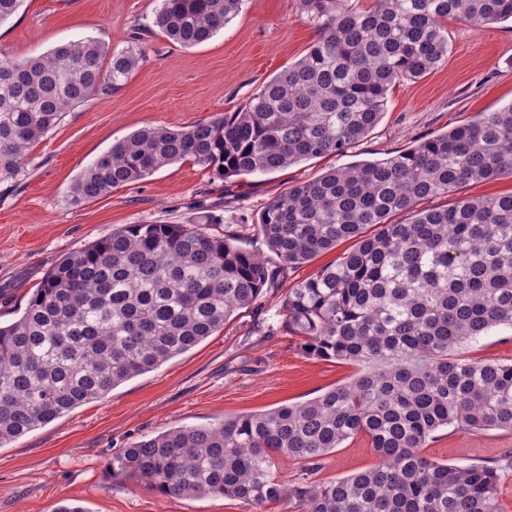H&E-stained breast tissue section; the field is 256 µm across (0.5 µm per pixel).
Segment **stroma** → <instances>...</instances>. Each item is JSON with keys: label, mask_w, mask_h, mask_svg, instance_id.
<instances>
[{"label": "stroma", "mask_w": 512, "mask_h": 512, "mask_svg": "<svg viewBox=\"0 0 512 512\" xmlns=\"http://www.w3.org/2000/svg\"><path fill=\"white\" fill-rule=\"evenodd\" d=\"M158 0H24L0 25V50L27 58L82 37L143 59L119 92L68 112L27 152L19 174L0 181V323L23 312L45 273L65 254L124 224L208 222L211 233L260 254L268 248L259 217L274 197L326 170L381 160L423 139L512 103V23H448V58L423 78L393 82L383 119L343 157L313 158L287 169L223 179L192 161L165 166L129 186L78 205L69 189L112 143L143 127L181 129L237 111L316 38L294 0H245L211 40L190 49L170 43L154 25ZM285 289L264 293L253 308L157 369L115 387L104 398L0 448V512H52L78 504L87 512H251L221 496L170 498L112 475V455L172 427L206 425L227 415L310 400L346 382L347 364L309 358L284 323ZM473 360L512 363V328L491 329L463 346ZM448 464L512 456V432L439 431L425 450ZM376 461L364 438L312 467L280 463L286 484L327 482Z\"/></svg>", "instance_id": "1"}]
</instances>
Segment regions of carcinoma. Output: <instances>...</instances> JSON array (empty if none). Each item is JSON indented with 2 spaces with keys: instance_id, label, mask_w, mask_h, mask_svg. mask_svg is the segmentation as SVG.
<instances>
[{
  "instance_id": "1",
  "label": "carcinoma",
  "mask_w": 512,
  "mask_h": 512,
  "mask_svg": "<svg viewBox=\"0 0 512 512\" xmlns=\"http://www.w3.org/2000/svg\"><path fill=\"white\" fill-rule=\"evenodd\" d=\"M243 0H160L155 24L184 48L212 39ZM316 31L307 53L238 111L182 129L145 127L88 165L80 204L191 160L223 178L344 156L402 77L448 56L450 19L512 21V0H295ZM140 49L93 37L19 60L0 51V180L71 109L120 91ZM512 174V103L377 161L332 167L270 200L258 224L276 256L203 224H125L62 257L21 316L0 325V447L195 347L288 271L354 248L288 287L301 352L356 367L303 403L175 427L112 456V477L167 497L206 495L294 512H500V465L448 464L423 448L448 427L512 430V364L456 353L512 327V193L419 201ZM411 213L404 224L390 218ZM377 462L286 486L280 461L314 462L357 437Z\"/></svg>"
}]
</instances>
